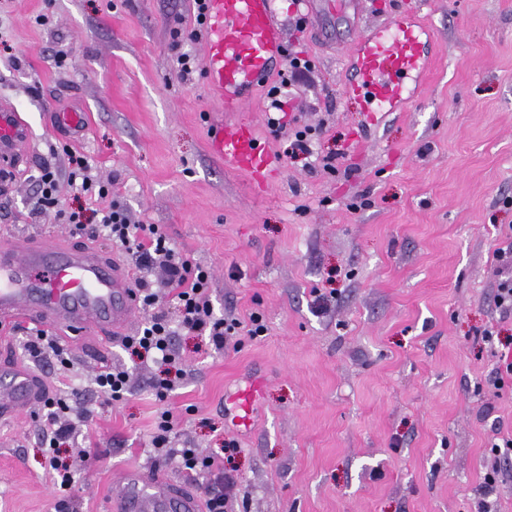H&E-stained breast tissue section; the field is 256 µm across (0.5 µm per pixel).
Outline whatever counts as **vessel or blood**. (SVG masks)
Listing matches in <instances>:
<instances>
[{"label": "vessel or blood", "mask_w": 512, "mask_h": 512, "mask_svg": "<svg viewBox=\"0 0 512 512\" xmlns=\"http://www.w3.org/2000/svg\"><path fill=\"white\" fill-rule=\"evenodd\" d=\"M208 39L203 56L207 85L221 112L241 111L247 86L267 82L285 59L287 37L276 0H206ZM425 28L397 16L358 33L349 50L347 95L370 112H391L410 93V80L428 67ZM30 129L16 106L0 99V184L9 185L29 157ZM211 150L226 166L255 174L276 164L252 129L229 123L216 129ZM139 294L119 261L88 241L15 238L0 243V334L18 323L55 329L67 342L95 333L126 334ZM46 392L43 378L14 362L0 364V418L33 413ZM112 512H202L200 495L186 482L138 467L119 477Z\"/></svg>", "instance_id": "1"}]
</instances>
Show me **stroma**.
<instances>
[{
  "label": "stroma",
  "mask_w": 512,
  "mask_h": 512,
  "mask_svg": "<svg viewBox=\"0 0 512 512\" xmlns=\"http://www.w3.org/2000/svg\"><path fill=\"white\" fill-rule=\"evenodd\" d=\"M277 7L289 50L315 65L291 89L294 117L319 130L309 166L284 156L287 132L268 129L266 87L226 114L202 74L176 72V54H204L192 0H0L12 48L0 97L32 134L19 181L0 186V235L66 232L32 213L33 178L46 162L67 167L47 152L67 140L52 112L81 109L88 130L75 148L95 178L133 222L159 225L210 268L216 315L257 312L268 328L221 349L180 332L187 374L163 403L155 366L120 340L108 357L133 388L118 402L91 382L94 339L70 347L87 414L60 455L78 462L89 440L100 450L80 465L72 500L108 512L115 476L133 466L206 492L211 476L187 477L154 451L163 406L180 447L216 454L234 478L228 512H512V460L491 495L482 489L491 442L512 432V383L494 385L512 345V313L494 304L495 252L512 236V0H362L340 14L314 0L302 32L291 0ZM395 13L425 22L430 63L401 111L374 114L343 95L342 69L354 33ZM40 14L51 24L36 25ZM227 120L254 128L276 171L241 174L210 151ZM331 152L332 171L321 163ZM27 334L0 342V360L54 381ZM255 383L251 422L237 425L232 400ZM229 439L238 449L226 456ZM59 496L37 415L0 420V512H54Z\"/></svg>",
  "instance_id": "1"
}]
</instances>
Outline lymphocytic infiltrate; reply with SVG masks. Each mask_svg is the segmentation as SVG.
<instances>
[{
  "label": "lymphocytic infiltrate",
  "mask_w": 512,
  "mask_h": 512,
  "mask_svg": "<svg viewBox=\"0 0 512 512\" xmlns=\"http://www.w3.org/2000/svg\"><path fill=\"white\" fill-rule=\"evenodd\" d=\"M66 154L67 178H60L53 166L40 169L35 180L34 211L39 215L54 216L67 224L71 232L90 231L94 238L108 241L134 260L139 271L135 286L142 307L150 310L151 316L137 335L124 337L122 344L132 354L160 366L161 375L153 383L158 400H166L174 387L170 374L179 363L172 343L176 328L208 333L218 348L224 347L230 337L242 330L254 338L266 334L267 327L260 314H251L245 323L231 316L215 317L210 301V269L174 248L157 225L133 223L127 208L112 200L111 185L101 183L91 175L87 157L71 148ZM63 181L67 182L74 197L97 200L99 208L62 206L59 184ZM156 266L166 274L168 293L163 297L150 288L146 279L147 272ZM42 411L43 453L59 488L65 490L73 485L75 472L69 464L60 461L58 453L72 430V417L83 413L80 398L49 394ZM174 426L172 413L161 410L157 434L152 440L156 451L162 456L177 458L181 469L192 474L213 472V456L194 448L175 447Z\"/></svg>",
  "instance_id": "lymphocytic-infiltrate-1"
}]
</instances>
